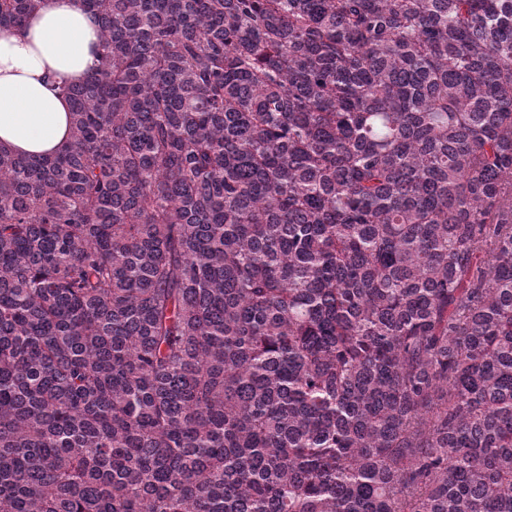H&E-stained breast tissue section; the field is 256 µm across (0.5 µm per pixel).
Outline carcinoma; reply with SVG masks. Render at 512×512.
Segmentation results:
<instances>
[{
    "label": "carcinoma",
    "mask_w": 512,
    "mask_h": 512,
    "mask_svg": "<svg viewBox=\"0 0 512 512\" xmlns=\"http://www.w3.org/2000/svg\"><path fill=\"white\" fill-rule=\"evenodd\" d=\"M85 2L0 150V512H512V0ZM99 37L83 0H41L21 28H0V148L54 155L70 142L62 82L99 66Z\"/></svg>",
    "instance_id": "cac0c4a2"
}]
</instances>
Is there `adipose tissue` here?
<instances>
[{"label":"adipose tissue","mask_w":512,"mask_h":512,"mask_svg":"<svg viewBox=\"0 0 512 512\" xmlns=\"http://www.w3.org/2000/svg\"><path fill=\"white\" fill-rule=\"evenodd\" d=\"M99 37L84 0H41L20 28H0V148L54 155L70 142L68 100L58 93L99 66Z\"/></svg>","instance_id":"obj_1"}]
</instances>
